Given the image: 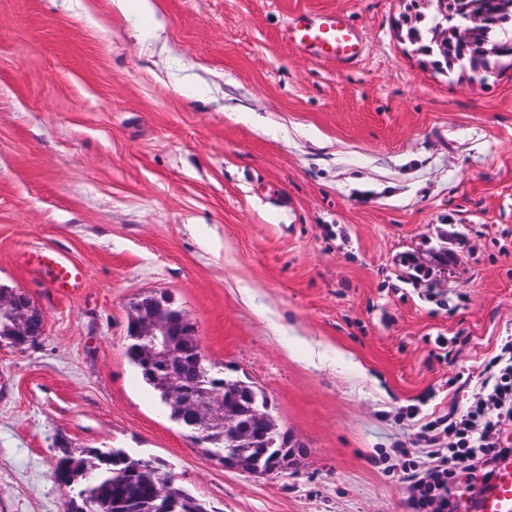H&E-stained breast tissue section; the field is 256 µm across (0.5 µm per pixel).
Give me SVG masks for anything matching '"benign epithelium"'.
Listing matches in <instances>:
<instances>
[{"instance_id": "obj_1", "label": "benign epithelium", "mask_w": 512, "mask_h": 512, "mask_svg": "<svg viewBox=\"0 0 512 512\" xmlns=\"http://www.w3.org/2000/svg\"><path fill=\"white\" fill-rule=\"evenodd\" d=\"M488 18L489 13L484 10L473 11L465 16L467 24L460 26L454 24L457 15L450 12L445 23L435 29L434 42L466 49L474 45ZM28 300L24 292L0 294V314L11 316L15 347H23L29 344L30 337L44 333V322L35 325L26 314ZM127 335L137 341L145 357L161 362L167 404L181 413L193 438L201 443L215 432L224 434V454H213L224 468L267 475L284 468L303 451L302 446L283 435L277 442L270 439L273 416L269 402L253 398L245 405L234 392L205 387L206 358L196 328L188 314L173 307L172 301L156 293L142 295L133 304ZM244 448L256 451V455L245 459Z\"/></svg>"}]
</instances>
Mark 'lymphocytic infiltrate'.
I'll use <instances>...</instances> for the list:
<instances>
[{
	"label": "lymphocytic infiltrate",
	"mask_w": 512,
	"mask_h": 512,
	"mask_svg": "<svg viewBox=\"0 0 512 512\" xmlns=\"http://www.w3.org/2000/svg\"><path fill=\"white\" fill-rule=\"evenodd\" d=\"M492 394L475 395L464 414L450 417L446 426L430 421L421 428L420 438L432 444L431 463L427 470L414 474L418 491L413 498L414 512H448L451 486L458 471L467 470L490 481L497 459L512 452V446L495 436L501 418L512 416V340H506L498 355L484 368ZM452 441L448 448L436 447L441 434Z\"/></svg>",
	"instance_id": "1"
}]
</instances>
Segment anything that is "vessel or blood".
Here are the masks:
<instances>
[{
	"instance_id": "vessel-or-blood-1",
	"label": "vessel or blood",
	"mask_w": 512,
	"mask_h": 512,
	"mask_svg": "<svg viewBox=\"0 0 512 512\" xmlns=\"http://www.w3.org/2000/svg\"><path fill=\"white\" fill-rule=\"evenodd\" d=\"M287 39L297 49L315 59L341 64L357 63L365 47L349 16L341 11H303L295 14L288 27ZM29 263L48 271L54 288L65 291L80 287L85 270L57 254L35 250ZM468 512H512V455L501 458L496 474L470 502Z\"/></svg>"
}]
</instances>
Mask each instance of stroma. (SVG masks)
<instances>
[{
    "mask_svg": "<svg viewBox=\"0 0 512 512\" xmlns=\"http://www.w3.org/2000/svg\"><path fill=\"white\" fill-rule=\"evenodd\" d=\"M150 4L0 0V286L45 321L0 342V512H68L64 448L160 461L208 512H413L421 425L512 336V56L438 69L407 36L431 0ZM336 9L356 65L285 40ZM147 291L305 454L265 476L205 455L126 355ZM28 261L36 269L48 271L54 288L66 291L81 286L86 276L85 270L58 254H47L37 249Z\"/></svg>",
    "mask_w": 512,
    "mask_h": 512,
    "instance_id": "35a3bbf8",
    "label": "stroma"
}]
</instances>
